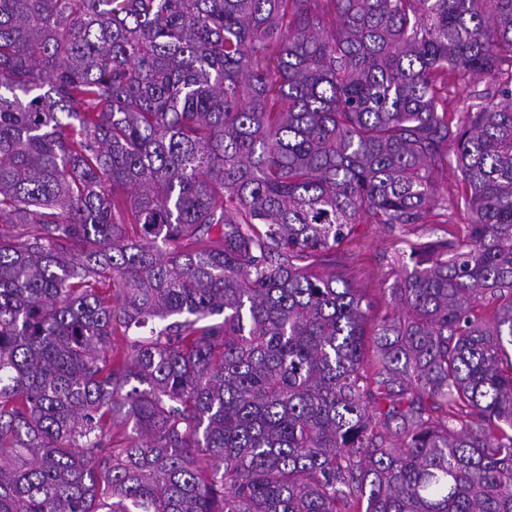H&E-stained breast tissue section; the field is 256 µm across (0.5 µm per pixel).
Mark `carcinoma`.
I'll return each mask as SVG.
<instances>
[{
	"mask_svg": "<svg viewBox=\"0 0 512 512\" xmlns=\"http://www.w3.org/2000/svg\"><path fill=\"white\" fill-rule=\"evenodd\" d=\"M504 60L512 0H0V512H512V74L440 96ZM451 151L376 322L316 267ZM498 84L497 73L487 74L473 80L466 78L463 81H455L454 84L448 85V101L446 102V112L448 119H454L456 122L458 113L467 103L479 102L474 97L479 95L485 96L492 93Z\"/></svg>",
	"mask_w": 512,
	"mask_h": 512,
	"instance_id": "obj_1",
	"label": "carcinoma"
}]
</instances>
